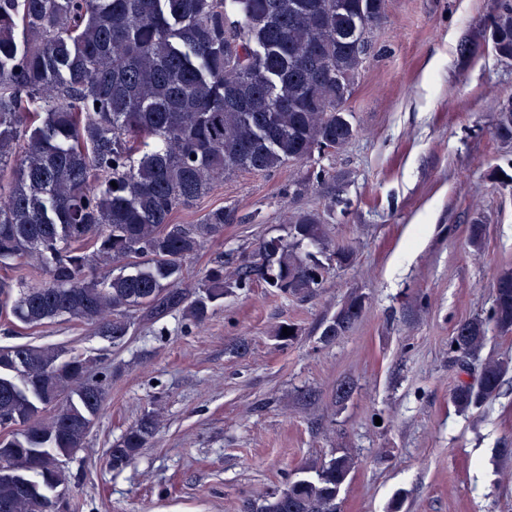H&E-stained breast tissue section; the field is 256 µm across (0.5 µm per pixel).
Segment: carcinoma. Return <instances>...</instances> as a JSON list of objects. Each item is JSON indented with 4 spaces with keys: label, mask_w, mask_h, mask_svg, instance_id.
<instances>
[{
    "label": "carcinoma",
    "mask_w": 512,
    "mask_h": 512,
    "mask_svg": "<svg viewBox=\"0 0 512 512\" xmlns=\"http://www.w3.org/2000/svg\"><path fill=\"white\" fill-rule=\"evenodd\" d=\"M386 0H0V305L36 327L65 317L120 342L135 315L180 311L199 328L234 288L262 280L288 295L321 287L319 254L341 265L312 211L287 216L288 236L265 240L231 276L218 262L182 289L186 263L228 220L224 207L196 224L176 213L240 171L304 167L356 135L346 103ZM512 60V0H497L473 58ZM493 136L512 143V101ZM17 172L4 181L5 164ZM117 187H112V184ZM315 248L317 252L303 251ZM118 267L114 274L109 269ZM365 308L350 295L323 323L326 345ZM512 334V267L495 277L486 315L461 321L449 340L468 372L489 331ZM512 361L490 358L454 388L459 413L493 400ZM106 380L80 356L52 346L0 347V506L51 512L63 462L83 447ZM159 427L145 413L109 450L126 466ZM357 461L335 448L295 470L252 512H340Z\"/></svg>",
    "instance_id": "cac0c4a2"
}]
</instances>
